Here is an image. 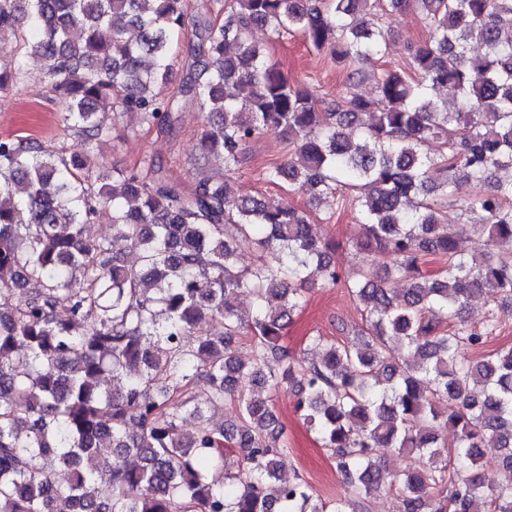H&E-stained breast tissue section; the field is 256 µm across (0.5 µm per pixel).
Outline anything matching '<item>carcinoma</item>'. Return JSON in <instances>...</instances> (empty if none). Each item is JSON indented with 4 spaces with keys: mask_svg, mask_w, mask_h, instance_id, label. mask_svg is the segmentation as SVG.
<instances>
[{
    "mask_svg": "<svg viewBox=\"0 0 512 512\" xmlns=\"http://www.w3.org/2000/svg\"><path fill=\"white\" fill-rule=\"evenodd\" d=\"M420 6L432 40L404 67L373 77L376 97L352 92L324 111L252 39L256 27L298 31L347 71L382 53L384 19ZM201 44L170 86L185 35L186 0H0V94L28 77L19 54H39L64 131L82 151L27 134L0 138V512H357L386 488L400 512H512V347L477 362L461 352L497 335L471 298L512 302V0H199ZM455 88L457 110L433 92ZM199 107L194 165L212 175L185 189L152 158L102 173L112 115L171 132ZM275 130L292 154L266 181L362 218L358 252L381 267L346 279L333 243L296 208L244 197L226 209L227 171L252 138ZM463 179L474 188L453 199ZM485 249L468 259L448 234V208ZM114 234H99L100 211ZM256 250L246 265L242 251ZM446 258L434 271L421 267ZM338 284L362 325L344 341L309 340L297 359L283 338L306 284ZM30 288L23 303L15 291ZM241 295L252 299L245 312ZM212 336H196L203 319ZM247 340L252 358L237 346ZM124 376L115 391L106 377ZM205 382L204 400L196 386ZM288 384L296 410L330 451L351 492L327 507L303 479L279 473L287 451L269 400L249 384ZM238 408L215 423L204 408ZM448 410H441L442 403ZM199 420L187 437L185 414ZM498 478L479 472L484 448ZM238 449L242 466L225 467ZM406 453L388 472L380 450Z\"/></svg>",
    "mask_w": 512,
    "mask_h": 512,
    "instance_id": "cac0c4a2",
    "label": "carcinoma"
}]
</instances>
